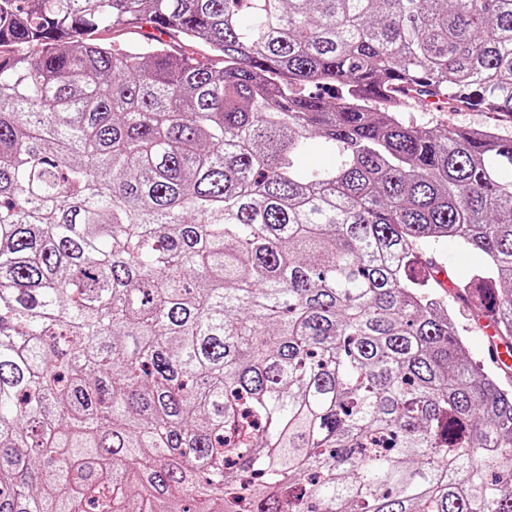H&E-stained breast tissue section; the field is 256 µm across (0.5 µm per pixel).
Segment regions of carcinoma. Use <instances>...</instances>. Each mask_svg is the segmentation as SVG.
Masks as SVG:
<instances>
[{
    "label": "carcinoma",
    "mask_w": 512,
    "mask_h": 512,
    "mask_svg": "<svg viewBox=\"0 0 512 512\" xmlns=\"http://www.w3.org/2000/svg\"><path fill=\"white\" fill-rule=\"evenodd\" d=\"M447 240L512 350V0H0V512H512ZM421 262L425 265L424 259H436V261L449 271L453 279L461 276L476 262V257L470 253L462 252L454 243L448 242L445 246H437L432 243H424L420 247Z\"/></svg>",
    "instance_id": "obj_1"
}]
</instances>
